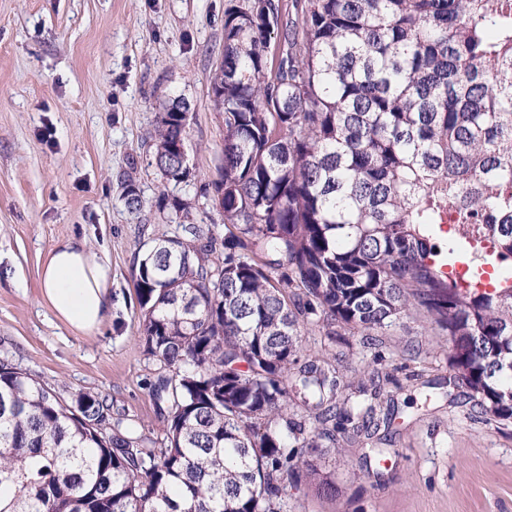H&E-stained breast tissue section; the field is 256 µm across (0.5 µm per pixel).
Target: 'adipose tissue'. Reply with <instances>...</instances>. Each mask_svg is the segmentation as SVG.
<instances>
[{
    "mask_svg": "<svg viewBox=\"0 0 512 512\" xmlns=\"http://www.w3.org/2000/svg\"><path fill=\"white\" fill-rule=\"evenodd\" d=\"M107 258L86 241L65 238L50 250L40 271L41 297L55 318L83 336L94 335L112 307Z\"/></svg>",
    "mask_w": 512,
    "mask_h": 512,
    "instance_id": "obj_1",
    "label": "adipose tissue"
}]
</instances>
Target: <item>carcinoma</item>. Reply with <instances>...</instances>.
Wrapping results in <instances>:
<instances>
[{
  "instance_id": "cac0c4a2",
  "label": "carcinoma",
  "mask_w": 512,
  "mask_h": 512,
  "mask_svg": "<svg viewBox=\"0 0 512 512\" xmlns=\"http://www.w3.org/2000/svg\"><path fill=\"white\" fill-rule=\"evenodd\" d=\"M239 0L224 11L214 103L224 233L179 223L133 271L161 442L107 399L66 403L0 360V512H288L338 435L388 430L376 371L356 395L305 334L371 346L409 310L448 343L478 417L512 423V0ZM284 46L269 57L272 38ZM168 103L167 182L188 116ZM138 212V187L125 184ZM454 224L449 241L442 225ZM493 265V290L463 288Z\"/></svg>"
}]
</instances>
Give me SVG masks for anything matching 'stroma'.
I'll return each mask as SVG.
<instances>
[{"instance_id": "35a3bbf8", "label": "stroma", "mask_w": 512, "mask_h": 512, "mask_svg": "<svg viewBox=\"0 0 512 512\" xmlns=\"http://www.w3.org/2000/svg\"><path fill=\"white\" fill-rule=\"evenodd\" d=\"M229 3L0 0V358L62 400L102 395L153 440L162 423L145 382L157 365L136 333L132 271L147 243L174 232L171 212L158 208L161 194L187 203L194 223L224 222L209 192L224 145L211 79ZM175 98L190 105L189 176L178 185L150 166L144 141ZM128 176L142 197L137 212L123 199ZM69 237L87 240L112 268V313L92 336L75 334L40 298L39 269ZM306 344L341 354L345 378L389 372L398 412L380 467L365 465L364 442L344 443L326 460L336 497L304 482L290 512H512V426L476 418L465 389L448 399V345L422 313L403 315L375 351L342 328L335 343L316 330Z\"/></svg>"}]
</instances>
